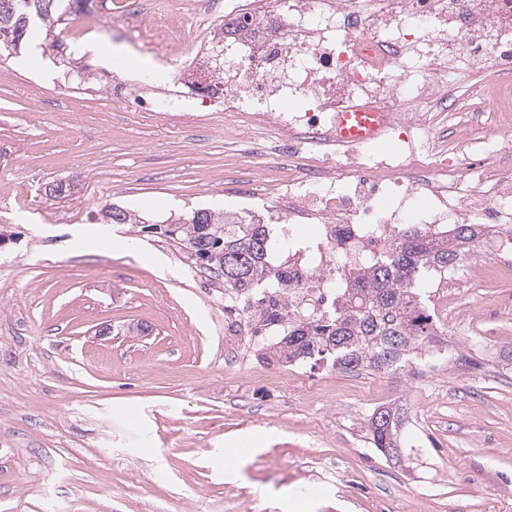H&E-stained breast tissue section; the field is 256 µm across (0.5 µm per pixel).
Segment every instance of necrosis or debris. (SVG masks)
<instances>
[{
	"label": "necrosis or debris",
	"mask_w": 512,
	"mask_h": 512,
	"mask_svg": "<svg viewBox=\"0 0 512 512\" xmlns=\"http://www.w3.org/2000/svg\"><path fill=\"white\" fill-rule=\"evenodd\" d=\"M107 10L160 40L176 30L169 12L140 16L137 0ZM215 28L221 39H208L192 62L174 48L157 62L193 69L196 93L222 94L226 122L271 141L270 166L319 143L303 171L283 173L278 204L261 219L320 225L316 265L328 276L389 254L394 223L419 196L432 201L424 228L452 218L493 225V249L512 268L504 250L512 244V0H225ZM463 76L491 108L494 129L478 135L462 122L446 139L443 104ZM297 97L306 106L286 108ZM355 102L388 115L399 150L374 161L327 139L334 112ZM394 184L393 205L380 209ZM312 265L302 254L288 263L300 276L279 297L289 312L328 309L325 278L311 275Z\"/></svg>",
	"instance_id": "obj_1"
}]
</instances>
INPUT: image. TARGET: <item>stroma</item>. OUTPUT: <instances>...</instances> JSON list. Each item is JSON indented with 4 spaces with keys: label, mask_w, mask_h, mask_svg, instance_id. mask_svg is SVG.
Wrapping results in <instances>:
<instances>
[{
    "label": "stroma",
    "mask_w": 512,
    "mask_h": 512,
    "mask_svg": "<svg viewBox=\"0 0 512 512\" xmlns=\"http://www.w3.org/2000/svg\"><path fill=\"white\" fill-rule=\"evenodd\" d=\"M81 18L88 34L54 27L64 55L43 53L36 24L0 62V224L17 234L0 249V512H512V274L477 248L437 301L452 343H495L476 364L268 367L259 332L225 374L223 280L100 208L264 210L278 178L264 138L203 95L113 105L107 76L150 84L135 70L144 37L95 5ZM116 45L126 61H111ZM60 180L77 193L47 199ZM393 403L399 463L363 429Z\"/></svg>",
    "instance_id": "stroma-1"
}]
</instances>
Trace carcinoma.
Segmentation results:
<instances>
[{
	"instance_id": "obj_1",
	"label": "carcinoma",
	"mask_w": 512,
	"mask_h": 512,
	"mask_svg": "<svg viewBox=\"0 0 512 512\" xmlns=\"http://www.w3.org/2000/svg\"><path fill=\"white\" fill-rule=\"evenodd\" d=\"M58 15L62 0H0V52L5 39L26 44L38 8ZM106 224H139L185 249L187 234L174 232L116 204L101 209ZM176 219L193 226L195 244L186 252L191 264L213 266L211 256L224 254V289L288 287V264L275 263L280 239L269 224L233 222L227 213L196 209ZM486 236L485 226L463 224L440 234L422 228L398 233L387 262L363 259L336 293V309L320 316L302 315L268 344L261 358L269 364L313 360L339 370L387 373L410 366L412 360L439 351L433 315L420 291L425 273L444 274L459 266ZM404 409L400 405L374 410L366 419V436L384 456L402 443Z\"/></svg>"
}]
</instances>
